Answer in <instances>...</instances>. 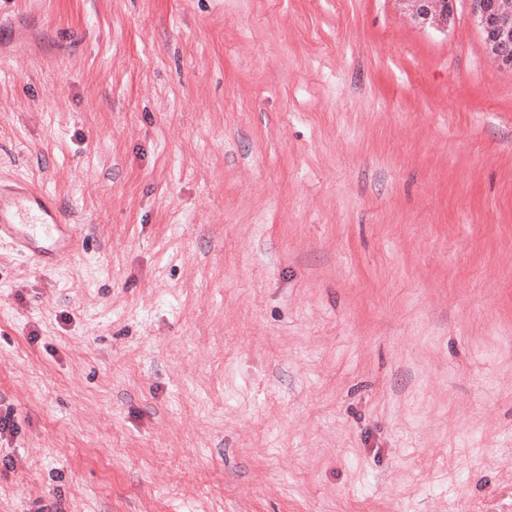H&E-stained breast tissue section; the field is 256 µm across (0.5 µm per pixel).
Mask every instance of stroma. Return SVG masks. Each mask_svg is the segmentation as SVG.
<instances>
[{"label": "stroma", "instance_id": "obj_1", "mask_svg": "<svg viewBox=\"0 0 512 512\" xmlns=\"http://www.w3.org/2000/svg\"><path fill=\"white\" fill-rule=\"evenodd\" d=\"M0 512H512V68L468 0H0ZM38 266L51 265L62 252L80 255L83 239L55 199L46 192L20 182L0 181V242Z\"/></svg>", "mask_w": 512, "mask_h": 512}]
</instances>
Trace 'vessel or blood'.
<instances>
[{
    "label": "vessel or blood",
    "mask_w": 512,
    "mask_h": 512,
    "mask_svg": "<svg viewBox=\"0 0 512 512\" xmlns=\"http://www.w3.org/2000/svg\"><path fill=\"white\" fill-rule=\"evenodd\" d=\"M38 266L51 265L56 255H80L82 238L68 224L55 199L20 182L0 181V242Z\"/></svg>",
    "instance_id": "b4317fda"
}]
</instances>
